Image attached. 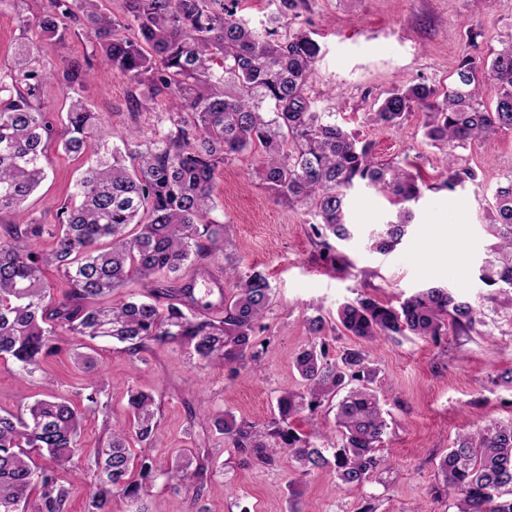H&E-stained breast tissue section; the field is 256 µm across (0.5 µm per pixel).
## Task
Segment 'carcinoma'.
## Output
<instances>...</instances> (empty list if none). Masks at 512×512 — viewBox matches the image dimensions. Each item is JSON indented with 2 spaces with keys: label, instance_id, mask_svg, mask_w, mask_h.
I'll use <instances>...</instances> for the list:
<instances>
[{
  "label": "carcinoma",
  "instance_id": "obj_1",
  "mask_svg": "<svg viewBox=\"0 0 512 512\" xmlns=\"http://www.w3.org/2000/svg\"><path fill=\"white\" fill-rule=\"evenodd\" d=\"M100 0H42L35 19L22 18L39 36L62 45L70 24L84 21L86 34L111 70L133 87L135 110L151 107L166 114L151 139L132 131L123 148L106 155L95 139L97 116L80 97L92 76L90 57L62 58L53 74L68 109L61 132L40 99L47 75L38 70L33 45L15 48L12 66L0 71V214L22 218L0 235V359L20 374L44 373L48 359L62 348L52 336L65 329L76 336L110 337L128 343L131 354L151 346L176 344L200 361L231 369L259 368L261 350L255 328L271 304L268 279L259 271L245 276L232 265L233 282L220 293L223 316L205 314L192 283L136 294L118 304L99 301L130 282H149L178 273L204 258L224 238V225L211 217L217 168L246 151L261 156L256 173L279 199L310 208L325 234L351 236L344 189L364 181L398 207L374 246L393 249L413 215L409 205L421 197L420 176L397 163L378 161L371 146L336 124L308 94L319 44L302 28L278 33L255 28L238 15L240 0H125L122 17L100 11ZM496 88L486 104L483 88ZM424 114L423 132L444 153V186L453 191L477 180L455 154L475 140L512 131V33L489 58L466 55L446 87L423 82L400 84L378 100L371 121L400 126L412 112ZM76 159L82 172L67 191L53 224L25 216L26 202L47 177L54 141ZM490 224L500 239L496 260L483 274L504 289L512 302V175L497 184ZM53 239L49 252L41 238ZM61 269L67 288L54 296L43 268ZM479 311L457 300L447 288L431 286L399 307L370 298L343 303L336 322L350 336L373 342L410 333L437 342L453 332L474 329ZM323 316L312 317V340L295 357L303 390L277 398L279 419L261 431L233 415L212 417L214 428L254 465L275 466L286 454L301 474L323 469L350 489L360 490L389 469L378 455L387 423L376 370L369 351L343 350L328 359ZM337 401L340 438L318 430L302 438L281 423L324 403ZM154 397L131 391L128 409L137 438L147 440L155 425ZM84 414L55 393L35 400L25 415L0 414V512H19L38 491L37 512H66L70 489L56 469L37 467L32 457L48 455L58 465L78 452ZM124 431L112 432L98 449L97 473L89 485L86 512H111V500H127L129 512H160L143 506L147 484L158 479L193 489L194 501L207 489L208 465L197 451L174 464L148 456L133 463ZM443 487L455 494V512H512V421L499 422L459 437L440 460Z\"/></svg>",
  "mask_w": 512,
  "mask_h": 512
}]
</instances>
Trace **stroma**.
I'll list each match as a JSON object with an SVG mask.
<instances>
[{"instance_id": "obj_1", "label": "stroma", "mask_w": 512, "mask_h": 512, "mask_svg": "<svg viewBox=\"0 0 512 512\" xmlns=\"http://www.w3.org/2000/svg\"><path fill=\"white\" fill-rule=\"evenodd\" d=\"M41 0H5L0 5V70L12 61L15 43L36 40L23 30L19 16H35ZM240 10L252 26L281 23L312 31L320 45L310 95L319 110L336 108V120L358 133L381 161L396 162L420 172L422 196L412 206L413 220L401 243L382 253L371 237L392 212L387 200L365 183L346 191L347 221L352 236L333 241L346 256V271L334 270L325 255L317 220L302 204L278 201L255 174L259 155L229 160L216 179L215 220L224 224V241L201 266L182 270L180 280L194 281L200 270L220 276L227 261L241 272L257 269L273 289L270 309L257 331L264 352L258 372L230 373L223 365L200 363L186 348L155 347L143 360L133 358L124 343L98 338L81 341L61 336L60 355L46 366L54 390L78 409L86 402L79 391L86 378L99 380L96 412L87 413L81 448L59 468V481L70 488L69 512H85V489L93 479L96 448L105 429L130 430L127 390L154 396L158 426L146 441L132 442L136 454L165 462L186 450L208 449L212 460L205 503L209 512H288L287 486L295 464L281 458L276 467L261 469L243 463L211 424L191 420L192 411L207 406L212 413L263 426L275 418L281 391L302 388L294 361L308 343V318L333 320L345 301L369 297L392 306L433 285H445L481 312L482 325L437 344L413 335L379 339L369 347L379 375L387 429L380 455L389 458L391 473L363 489L334 484L326 470L303 482L300 512H355L362 497L375 496L378 512H453V496L434 499L441 486L440 459L458 436L512 420V387L495 386L490 378L512 367V308L504 306L498 286L486 284L483 269L497 238L490 226L488 201L498 181L512 175V131L460 150L463 164L478 174L474 183L456 191L443 188L442 153L423 137L422 113L400 127L375 124L370 115L377 99L406 81L445 86L461 58L469 53L466 30L479 35L480 54L497 47L512 31V0H295L291 9L280 0H242ZM91 56L95 75L82 95L99 116L101 146H121L127 131L151 137L156 113H131L125 79L112 73L93 42L69 38L65 48L43 44L41 62L54 70L62 55ZM80 163L62 150H52L48 177L30 197L34 217L53 223L66 190L79 174ZM83 348L92 367L75 362L72 351ZM38 380L22 378L12 362L0 360V411L23 412L40 398Z\"/></svg>"}]
</instances>
